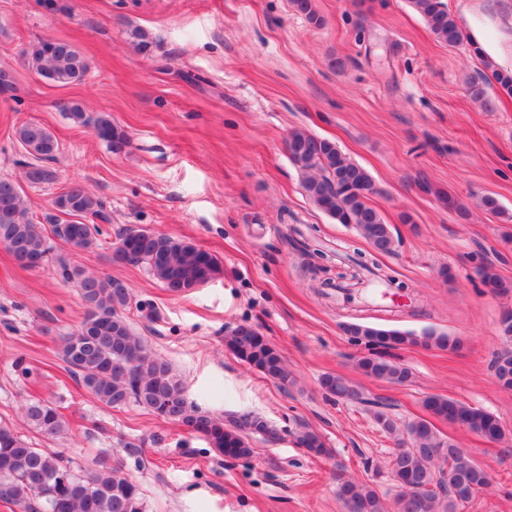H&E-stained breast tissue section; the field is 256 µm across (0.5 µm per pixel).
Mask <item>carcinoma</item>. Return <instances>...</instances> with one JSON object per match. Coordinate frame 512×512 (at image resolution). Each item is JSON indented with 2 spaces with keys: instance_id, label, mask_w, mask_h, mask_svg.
Returning a JSON list of instances; mask_svg holds the SVG:
<instances>
[{
  "instance_id": "obj_1",
  "label": "carcinoma",
  "mask_w": 512,
  "mask_h": 512,
  "mask_svg": "<svg viewBox=\"0 0 512 512\" xmlns=\"http://www.w3.org/2000/svg\"><path fill=\"white\" fill-rule=\"evenodd\" d=\"M435 37L450 45L462 39L461 28L442 0H411ZM293 9L314 26H321L315 0H291ZM130 43L141 53L152 50L148 32L135 27L128 32ZM28 67L47 81L67 85L83 79L90 69L89 60L71 43L45 39L25 53ZM495 82L500 91L512 96V74L493 70L482 81L471 85V95L483 97L482 84ZM76 125L90 127L112 149L122 150L128 143L126 133L112 123L106 112L88 113L78 102L63 107ZM15 138L26 153L21 162L29 185L51 184L57 179L49 165L55 159L58 143L42 124L24 122L15 130ZM290 161L303 175L305 196L338 224H352L359 235L377 253L394 251L390 226L370 204L365 191L375 187L362 166L350 160L336 143L301 128L288 136ZM55 213L47 216L54 232L75 252L97 248L102 230L109 221L104 202L84 185L72 182L54 200ZM81 218L66 221L60 214ZM0 244L22 267L35 269L48 259L50 247L29 215L22 189L14 181L0 179ZM112 262L146 265L149 273L175 294H184L217 278L221 266L217 258L194 244L150 229H127L111 243ZM61 276L79 288L85 315L77 330L64 338L63 360L79 375L85 388L100 402L120 407L134 402L159 417L175 422L202 438L219 456L242 460L254 453L253 435L263 433L277 439V430L263 417L251 411H239L225 418L192 405L184 382L170 362L151 353L134 335L127 310L132 289L122 280L87 275L59 259ZM483 285L500 296L512 293V281L501 278L490 265L478 269ZM346 331L369 346L383 349L399 346L435 347L454 350L460 341L446 335L427 333L418 336L397 329H385L364 323H351ZM224 350L266 379L282 386L293 382L281 354L251 324H239L226 331ZM363 374L390 384L403 385L411 378L410 369L383 353H372L358 360ZM321 387L331 398L362 401L358 386L347 379L326 375ZM428 413L451 424L486 436L493 442L504 439L498 419L474 406L440 396L424 401ZM23 423L45 436L66 431V421L56 407L45 401H31L22 407ZM412 447L392 456L391 473L403 489L398 512H457L490 486L486 473L465 449L442 440L427 419L407 425ZM297 443L315 456H328L330 449L313 430L298 432ZM338 495L346 512H386L375 489L345 480ZM0 500L35 512H145L140 489L123 471V463L76 472L61 455L38 448L17 429L0 422Z\"/></svg>"
}]
</instances>
